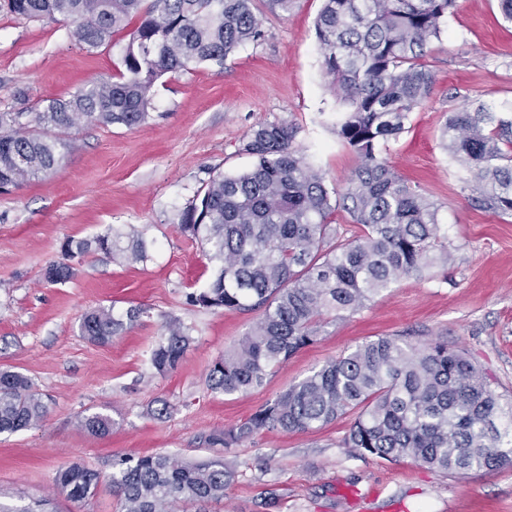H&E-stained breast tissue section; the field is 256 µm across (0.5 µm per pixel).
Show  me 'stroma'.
<instances>
[{"label": "stroma", "mask_w": 512, "mask_h": 512, "mask_svg": "<svg viewBox=\"0 0 512 512\" xmlns=\"http://www.w3.org/2000/svg\"><path fill=\"white\" fill-rule=\"evenodd\" d=\"M323 0H296L285 15L263 0V39L240 45L223 66L204 63L155 84L148 120L132 129L78 125L53 173L0 193V370L19 372L41 393L37 425L0 434V504L44 512H117L109 480L124 457L159 454L220 461L233 472L216 512H512V466L445 475L411 460L387 462L344 448L354 418L285 433L262 430L231 450L212 434L249 419L268 400L362 342L399 336L446 339L512 400V216L475 206L467 173L446 152L440 130L453 111L512 106V23L497 0H457L423 59L432 94L399 137L378 152L439 210L451 259L447 269L399 280L364 308L326 318L318 342L296 352L265 384L227 396L208 386L212 363L249 331L257 312L192 305L212 265L179 227L182 210L217 173L253 164L243 152L258 126L286 123L325 178L344 191L357 166L336 133L348 106L322 66L315 22ZM67 20H30L0 9V112H34L87 82L121 70L124 34L96 49L79 45ZM142 233L148 258L116 263L103 254L69 258L68 241L111 232ZM74 276L44 278L51 264ZM142 308L138 322L101 345L82 335L85 312L114 317ZM192 342L165 375L150 364L166 323ZM171 411L157 416L160 401ZM107 414L112 432L88 434L82 418ZM84 465L100 486L77 504L57 489L60 467ZM274 507H267V500Z\"/></svg>", "instance_id": "obj_1"}]
</instances>
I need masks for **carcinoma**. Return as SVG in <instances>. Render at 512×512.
I'll use <instances>...</instances> for the list:
<instances>
[{
  "label": "carcinoma",
  "mask_w": 512,
  "mask_h": 512,
  "mask_svg": "<svg viewBox=\"0 0 512 512\" xmlns=\"http://www.w3.org/2000/svg\"><path fill=\"white\" fill-rule=\"evenodd\" d=\"M455 6L456 0H324L315 26L322 64L349 103L338 135L359 159L346 192L331 199L323 175L295 144V129L274 123L253 130L245 144L256 158L249 169L209 178L181 212V231L216 264L191 302L263 309L237 347L211 365V390L233 396L262 386L273 368L317 341L325 316L354 313L398 280L448 266L438 209L378 157V145L404 132L411 112L429 98L434 75L422 59ZM7 8L27 19L70 20L71 35L90 49L123 30L127 43L118 76L49 99L37 112H0V191L54 171L69 129L139 126L150 116L161 76L203 63L222 66L238 46L264 37L253 0H7ZM441 140L477 183L473 201L512 214V114L482 104L452 112ZM337 207L358 226L346 239L329 222ZM65 251L102 253L119 263L147 258L135 232L71 240ZM72 276L68 265L46 270L50 282ZM141 313L133 307L122 320L91 310L81 330L105 344ZM190 343L181 323H167L151 354L153 368L174 370ZM45 413L27 377L0 371V434L35 425ZM346 414L355 420L344 447L363 456L410 459L454 475L512 465V405L503 406L465 354L439 338L417 345L395 337L366 341L289 385L212 443L228 450L263 429L305 432ZM82 426L102 437L112 419L92 413ZM231 479L222 463L147 455L115 463L111 484L119 512H191L224 502ZM98 483L99 475L79 464L56 475L76 503L93 497Z\"/></svg>",
  "instance_id": "carcinoma-1"
}]
</instances>
